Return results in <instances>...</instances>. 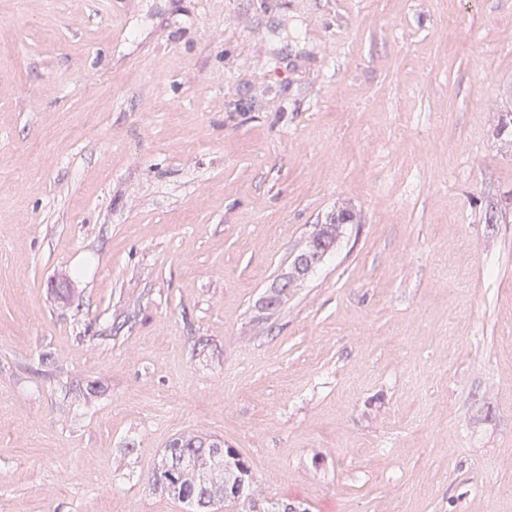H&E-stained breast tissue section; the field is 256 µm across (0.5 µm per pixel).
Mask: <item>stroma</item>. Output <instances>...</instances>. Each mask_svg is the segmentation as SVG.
<instances>
[{"instance_id": "1", "label": "stroma", "mask_w": 512, "mask_h": 512, "mask_svg": "<svg viewBox=\"0 0 512 512\" xmlns=\"http://www.w3.org/2000/svg\"><path fill=\"white\" fill-rule=\"evenodd\" d=\"M510 115L512 0H0V512H512ZM313 235L309 240L310 243L306 246V248L297 257L291 271L284 274V276L280 280L279 284L275 287L277 289L274 290V292L272 294H270L269 296H267L265 298V300L263 301V308L265 310L273 308L275 305L277 296L279 294L282 295V294L288 293V288H293L294 285L296 284V282L302 278L303 274L305 273L303 271V268L305 267V258L307 256V254H308V257L306 259L307 260L306 268L312 267L311 270L315 267L316 264H318L325 257L326 251L308 253V250L310 249V247H312V245L316 242V238H314ZM307 274H305V275H307ZM279 305H280V301H277L276 306L272 310H275ZM195 434L174 438L165 449V458L155 484L195 512H208L217 504L248 502L256 508L258 491L253 486L249 467L239 461L228 460L217 454L216 441ZM221 441V440H219ZM249 473V474H248ZM248 474V475H247Z\"/></svg>"}]
</instances>
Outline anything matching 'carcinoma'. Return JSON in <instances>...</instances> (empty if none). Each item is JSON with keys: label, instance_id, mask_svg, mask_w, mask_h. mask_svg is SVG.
I'll return each instance as SVG.
<instances>
[{"label": "carcinoma", "instance_id": "carcinoma-1", "mask_svg": "<svg viewBox=\"0 0 512 512\" xmlns=\"http://www.w3.org/2000/svg\"><path fill=\"white\" fill-rule=\"evenodd\" d=\"M342 223L331 218L320 225L319 236L334 247ZM155 484L164 490L178 487L177 499L193 512H206L217 504L256 503L258 491L253 486L250 469L235 460H224L217 454L216 440L186 434L169 442Z\"/></svg>", "mask_w": 512, "mask_h": 512}]
</instances>
